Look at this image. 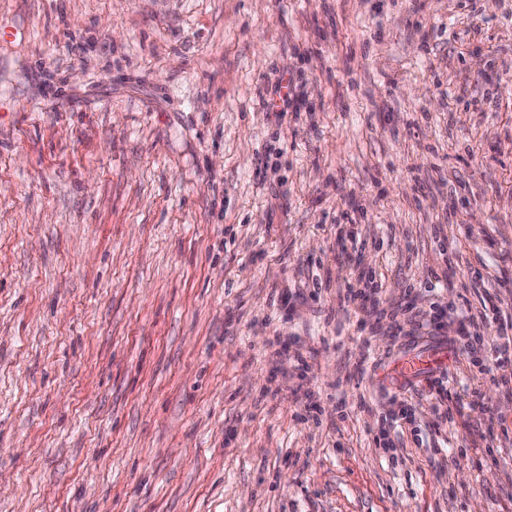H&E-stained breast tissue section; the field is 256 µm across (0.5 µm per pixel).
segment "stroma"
I'll use <instances>...</instances> for the list:
<instances>
[{
	"label": "stroma",
	"mask_w": 512,
	"mask_h": 512,
	"mask_svg": "<svg viewBox=\"0 0 512 512\" xmlns=\"http://www.w3.org/2000/svg\"><path fill=\"white\" fill-rule=\"evenodd\" d=\"M475 5L0 0V512H512V356L469 347L512 309V0ZM437 346L448 398L389 382Z\"/></svg>",
	"instance_id": "1"
}]
</instances>
